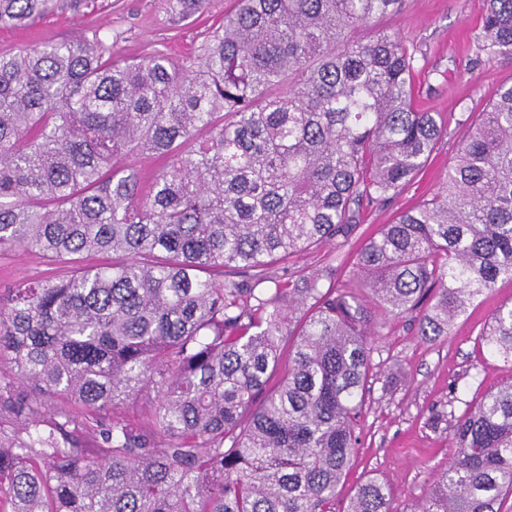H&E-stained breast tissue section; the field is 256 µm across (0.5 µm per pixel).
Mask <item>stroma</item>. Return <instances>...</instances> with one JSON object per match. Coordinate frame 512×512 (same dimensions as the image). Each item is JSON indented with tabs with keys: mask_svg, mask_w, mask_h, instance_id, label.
<instances>
[{
	"mask_svg": "<svg viewBox=\"0 0 512 512\" xmlns=\"http://www.w3.org/2000/svg\"><path fill=\"white\" fill-rule=\"evenodd\" d=\"M233 0H210L203 15L172 18L164 0H55L51 10L24 28L0 27V52L37 42H67L106 35L115 55L139 59L157 52L177 59L197 55ZM483 0H402L381 27L416 50L413 92L418 108L441 113L443 137L417 179L391 203L365 208L359 229L336 265L337 286L350 284L352 260L362 243L398 213L430 198L466 134L469 113L482 111L500 88L512 85V55L478 48ZM65 267L22 249L0 250V292L14 284L61 277ZM512 304V282L499 281L457 320L450 335L424 342L411 317L372 340L374 380L358 423L360 445L336 494L345 512L357 484L386 485L396 512L418 505L448 460L451 423L468 405L512 380V364L490 357L478 333L499 306Z\"/></svg>",
	"mask_w": 512,
	"mask_h": 512,
	"instance_id": "stroma-1",
	"label": "stroma"
}]
</instances>
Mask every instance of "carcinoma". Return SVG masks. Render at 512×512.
Masks as SVG:
<instances>
[{"label":"carcinoma","instance_id":"cac0c4a2","mask_svg":"<svg viewBox=\"0 0 512 512\" xmlns=\"http://www.w3.org/2000/svg\"><path fill=\"white\" fill-rule=\"evenodd\" d=\"M182 19L209 0H165ZM401 0H236L197 56L120 60L94 34L0 53V249L75 265L0 295V512H336L371 339L404 315L448 335L512 281V86L470 123L429 199L381 227L353 276L274 264L343 248L365 206L425 168L448 125L419 110L416 50L376 28ZM479 49L512 55V0ZM51 0H0L22 27ZM158 161L148 192L125 164ZM85 252L109 257L80 266ZM224 270V278L205 274ZM512 362V306L479 332ZM288 348V363L281 351ZM62 403L42 414L34 403ZM148 406L146 425L102 414ZM94 421L95 447L80 432ZM512 381L453 424L414 512H501ZM346 512H394L357 485Z\"/></svg>","mask_w":512,"mask_h":512}]
</instances>
